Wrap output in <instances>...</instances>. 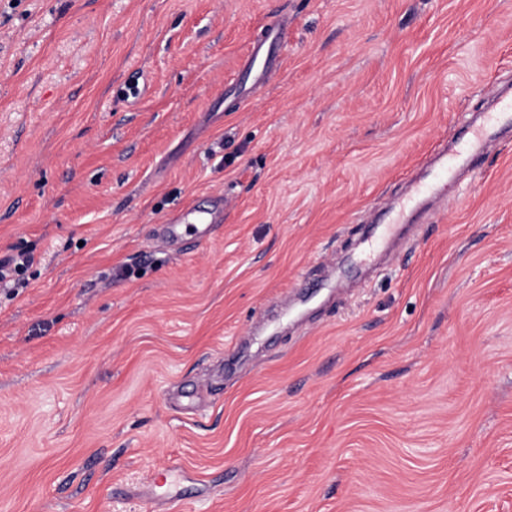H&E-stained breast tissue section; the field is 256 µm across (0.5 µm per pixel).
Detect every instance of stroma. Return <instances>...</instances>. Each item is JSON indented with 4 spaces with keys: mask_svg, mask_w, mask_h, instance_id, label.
Here are the masks:
<instances>
[{
    "mask_svg": "<svg viewBox=\"0 0 512 512\" xmlns=\"http://www.w3.org/2000/svg\"><path fill=\"white\" fill-rule=\"evenodd\" d=\"M511 85L512 0H0V512H512V131L362 245ZM284 25L278 19L266 27L252 54L244 61L243 71L255 78V83L268 82L276 73L277 49L284 42ZM33 256L27 250L0 259V284L6 288H25L28 281L24 274L33 264Z\"/></svg>",
    "mask_w": 512,
    "mask_h": 512,
    "instance_id": "stroma-1",
    "label": "stroma"
}]
</instances>
